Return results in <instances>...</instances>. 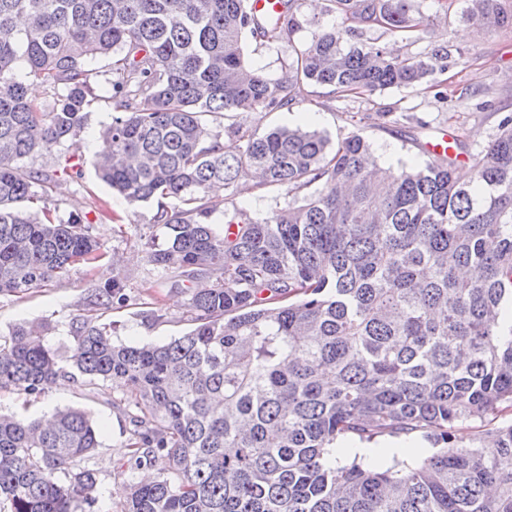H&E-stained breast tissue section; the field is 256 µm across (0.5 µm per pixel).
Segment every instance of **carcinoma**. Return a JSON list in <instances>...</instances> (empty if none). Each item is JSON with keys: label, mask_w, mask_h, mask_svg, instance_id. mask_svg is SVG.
<instances>
[{"label": "carcinoma", "mask_w": 512, "mask_h": 512, "mask_svg": "<svg viewBox=\"0 0 512 512\" xmlns=\"http://www.w3.org/2000/svg\"><path fill=\"white\" fill-rule=\"evenodd\" d=\"M291 2L258 20L248 0H0V296L104 258L82 218L45 206L58 175L24 160L81 132L92 65L109 59L112 118L93 166L127 205L158 200L167 239L146 238V261L195 314L184 335L137 345L75 318L65 358L20 325L0 336V388L39 395L70 369L126 391L134 466L165 467L131 485L122 512H512V423L455 437L463 419L512 409V115L468 171L447 158L385 171L358 134L224 135L210 118L284 108L310 86L417 88L445 69L438 53L348 47L332 25L270 80L243 38L293 40ZM330 2L361 25L423 23L413 0ZM468 2L479 27L512 26L502 0ZM22 66L61 90L51 107L29 98ZM253 175L293 199L261 220L235 206L224 224L236 230L215 228L209 190ZM125 288L112 268L94 306L124 305ZM414 433L434 448L419 461L328 458L346 439ZM100 446L81 409L46 424L0 413V505L92 507L97 472L82 461Z\"/></svg>", "instance_id": "cac0c4a2"}]
</instances>
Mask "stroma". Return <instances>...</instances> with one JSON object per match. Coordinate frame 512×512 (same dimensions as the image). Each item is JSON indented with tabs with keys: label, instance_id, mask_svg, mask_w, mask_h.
<instances>
[{
	"label": "stroma",
	"instance_id": "35a3bbf8",
	"mask_svg": "<svg viewBox=\"0 0 512 512\" xmlns=\"http://www.w3.org/2000/svg\"><path fill=\"white\" fill-rule=\"evenodd\" d=\"M414 5L429 19L414 31L356 25L342 37L349 44L388 47L402 56L446 54L445 70L435 71L428 88L345 94L314 86L300 103L272 112L231 113L218 118V125L234 123L260 132L297 126L325 132L334 141L358 134L370 144L379 163H386L392 155L400 166L427 162L423 142L446 131L454 136L463 168H470L497 134L502 117L512 113V27L475 32L462 17L467 0H414ZM329 7L328 0H296L293 11L301 28L293 41L246 39L247 62L268 77L282 76L294 56V43L309 41L319 25H340V18ZM111 117L106 99L87 107L84 128L68 147L69 154L80 158L81 172L62 178L52 202L59 218L81 215L106 255L123 256L126 305L100 311L92 303L95 288L109 273L106 260L78 265L68 277L25 294L0 297V334L24 322L43 324L47 344L64 357L74 345L69 324L79 315H95L100 322L115 324L113 338L125 344H162L194 326L186 296L162 288L159 275L144 259L145 238L154 231L156 203L130 208L94 174L93 154L84 145L96 143L99 129ZM288 200L283 189L257 188L250 183L221 189L206 198L213 210L211 221L217 225L223 224L224 212L231 207L263 218ZM70 406L87 411L100 428L101 446L86 461L99 475L92 512H121L132 482L146 473L153 477L160 473L156 466L146 473L130 466L131 407L125 391L109 383L92 385L83 378L66 379L37 397L0 389V411L5 413L24 409L44 419Z\"/></svg>",
	"mask_w": 512,
	"mask_h": 512
}]
</instances>
